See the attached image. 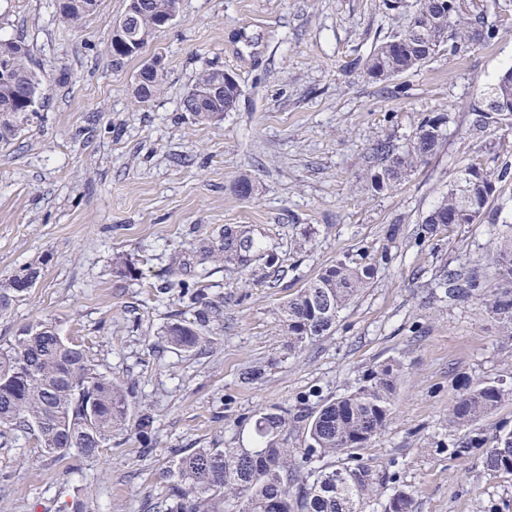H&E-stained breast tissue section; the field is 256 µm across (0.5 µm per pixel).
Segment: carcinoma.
I'll return each mask as SVG.
<instances>
[{"label": "carcinoma", "instance_id": "cac0c4a2", "mask_svg": "<svg viewBox=\"0 0 512 512\" xmlns=\"http://www.w3.org/2000/svg\"><path fill=\"white\" fill-rule=\"evenodd\" d=\"M178 0H143L144 10L130 20L138 34L154 32L157 17ZM497 4L474 0H415L404 29L376 45L363 63L365 76L388 82L415 72L436 54L456 55L468 46L494 38ZM22 41L0 37V52L13 54L7 76H0V143H7L37 117L44 85L30 50L15 53ZM512 116V67L489 88L487 103L477 110L476 126L487 130ZM445 116L423 119L410 145L402 148L378 141L373 154L378 166L369 174L371 188L382 191L404 179L415 165L433 154L446 137ZM508 169L490 172L467 164L435 207L423 218L429 233L448 224H496L487 210L497 185L508 182ZM224 264L247 268L262 261L275 264V253L234 227L224 228ZM208 247L206 251L213 252ZM39 269L28 264L0 280V312L28 293L23 277ZM371 264L338 262L300 289L281 310L288 348L299 349L330 332L338 314L374 279ZM165 289H178L179 299L193 313L174 315L159 332L173 348L192 352L220 334L223 302L207 296L196 281L177 278ZM450 300L473 299L512 335V230L494 238L489 263L482 270L450 271L439 284ZM399 366L392 362L371 368L354 390L324 402L302 418L307 445L277 446L273 439L288 427V416L264 413L255 420L252 448H191L179 454L171 484L158 512H364L384 476L362 462L354 451L365 447L387 426L392 413ZM512 387L481 382L461 394L448 408L452 431L475 426L502 402ZM129 388L100 374L85 350L39 321L24 327L14 342L0 346V442L19 432L34 433L45 453L79 464L98 458L112 436L134 427L141 436L153 428L154 415L141 410L130 418ZM481 451L486 471L512 475V431L491 442L478 435L453 443L450 452L462 457ZM412 491L394 485L383 512H413Z\"/></svg>", "mask_w": 512, "mask_h": 512}]
</instances>
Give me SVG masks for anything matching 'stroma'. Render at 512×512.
Instances as JSON below:
<instances>
[{"instance_id": "obj_1", "label": "stroma", "mask_w": 512, "mask_h": 512, "mask_svg": "<svg viewBox=\"0 0 512 512\" xmlns=\"http://www.w3.org/2000/svg\"><path fill=\"white\" fill-rule=\"evenodd\" d=\"M126 5L100 0L72 28L57 0H0V35L25 40L46 88L37 119L0 144V279L40 265L30 292L0 313V344L52 322L98 372L135 384L132 408L152 409L153 430L114 436L72 473L18 435L0 445V505L66 512L77 486L94 512H156L179 452L252 447L261 414L315 410L392 361L401 373L391 419L359 458L413 489L415 512H512V475L437 448L468 384L512 386V336L478 303L435 288L448 270L486 262L494 233L512 224V185L490 199L498 224L430 237L421 224L461 166L512 170V120L475 127L490 84L512 67V11L490 42L381 84L361 64L409 20L384 0H179L141 56L116 64L109 42ZM155 57L163 89L141 105L136 76ZM211 66L241 95L201 125L181 100ZM433 116L448 119L443 145L373 191V144H406ZM228 225L273 246L281 273L206 260ZM119 257L130 274L118 273ZM175 261L224 301L221 336L191 353L158 337L183 308L165 288ZM339 261L374 263L370 288L329 335L289 349L282 304Z\"/></svg>"}]
</instances>
